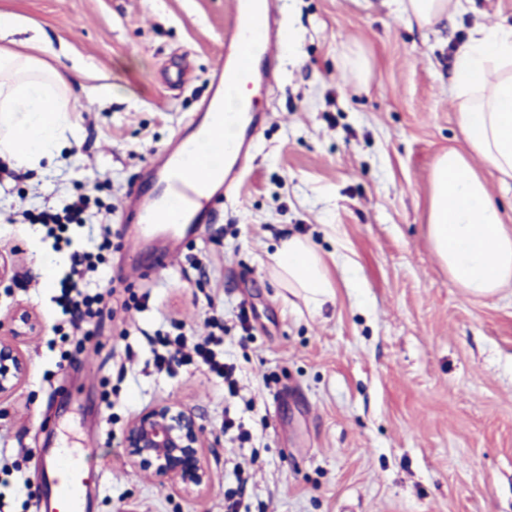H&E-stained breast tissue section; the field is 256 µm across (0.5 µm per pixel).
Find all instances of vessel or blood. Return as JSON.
I'll list each match as a JSON object with an SVG mask.
<instances>
[{
	"label": "vessel or blood",
	"mask_w": 512,
	"mask_h": 512,
	"mask_svg": "<svg viewBox=\"0 0 512 512\" xmlns=\"http://www.w3.org/2000/svg\"><path fill=\"white\" fill-rule=\"evenodd\" d=\"M278 0H234L224 49L212 70L211 89L187 128L147 166L128 196L124 221L148 235L176 227L177 244L195 239L210 223L214 205L241 179L255 137L265 122L257 95L271 81L284 34ZM95 451L54 462L39 512H88L82 495L86 474L96 470Z\"/></svg>",
	"instance_id": "b4317fda"
}]
</instances>
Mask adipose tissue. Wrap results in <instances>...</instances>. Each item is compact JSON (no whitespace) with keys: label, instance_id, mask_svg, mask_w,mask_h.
<instances>
[{"label":"adipose tissue","instance_id":"1","mask_svg":"<svg viewBox=\"0 0 512 512\" xmlns=\"http://www.w3.org/2000/svg\"><path fill=\"white\" fill-rule=\"evenodd\" d=\"M397 11L429 28L462 0H394ZM37 55L0 50V157L15 167L53 163L74 127L61 97L69 79ZM457 106L465 149L449 148L432 174L428 236L450 279L467 294L487 297L512 283V228L503 222L479 158L502 186L512 185V27L479 26L457 52L448 88ZM275 273L302 289L313 309L335 298L323 257L309 241L282 240Z\"/></svg>","mask_w":512,"mask_h":512}]
</instances>
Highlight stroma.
I'll return each mask as SVG.
<instances>
[{"label": "stroma", "mask_w": 512, "mask_h": 512, "mask_svg": "<svg viewBox=\"0 0 512 512\" xmlns=\"http://www.w3.org/2000/svg\"><path fill=\"white\" fill-rule=\"evenodd\" d=\"M232 9L0 0L52 43L47 65L79 74L64 93L79 134L56 164L0 161V252L15 256L0 318L22 306L41 322L17 342L25 378L0 399V512H36L43 448L96 449L91 512H225L231 492L239 512H512V286L470 297L427 232L436 159L464 145L448 95L454 54L475 25L512 26V0H468L429 29L392 0H281L286 37L248 174L216 222L145 277L126 250L125 201L208 94ZM352 53L369 63L360 88L338 76ZM80 194L86 223L47 236L43 206ZM288 236L327 263L336 300L320 312L272 275ZM75 250L104 259L85 278L106 302L88 337L72 335L56 302ZM145 293L147 308L129 306ZM175 322L192 343L225 325L238 397L190 366L155 370L151 339ZM162 402L205 431L202 490L160 484L129 460L128 422Z\"/></svg>", "instance_id": "35a3bbf8"}]
</instances>
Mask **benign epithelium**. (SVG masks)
I'll return each mask as SVG.
<instances>
[{
    "mask_svg": "<svg viewBox=\"0 0 512 512\" xmlns=\"http://www.w3.org/2000/svg\"><path fill=\"white\" fill-rule=\"evenodd\" d=\"M39 329L37 317L19 308L10 317L9 337H0V397L11 393L25 376L28 364L15 340ZM203 429L195 417L171 403H160L127 424L124 444L131 462L152 472L163 484L185 491L210 482L201 459Z\"/></svg>",
    "mask_w": 512,
    "mask_h": 512,
    "instance_id": "obj_1",
    "label": "benign epithelium"
}]
</instances>
